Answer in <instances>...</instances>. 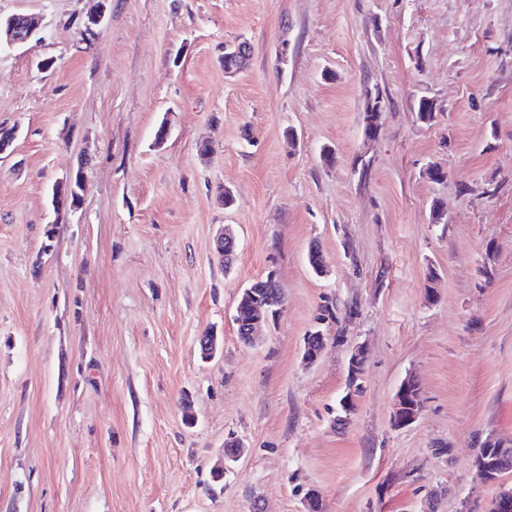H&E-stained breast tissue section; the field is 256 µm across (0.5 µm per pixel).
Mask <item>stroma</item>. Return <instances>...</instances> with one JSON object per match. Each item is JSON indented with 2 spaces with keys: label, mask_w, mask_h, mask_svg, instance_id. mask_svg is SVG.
I'll use <instances>...</instances> for the list:
<instances>
[{
  "label": "stroma",
  "mask_w": 512,
  "mask_h": 512,
  "mask_svg": "<svg viewBox=\"0 0 512 512\" xmlns=\"http://www.w3.org/2000/svg\"><path fill=\"white\" fill-rule=\"evenodd\" d=\"M14 14L40 28L0 48L17 130L0 154V512H310L312 492L320 512H470L512 487L475 474L480 441L512 443V0H0ZM240 41L248 64L225 73ZM78 171L82 203L56 215ZM270 272L285 301L243 344L239 293ZM326 297L341 316L309 363ZM412 374L422 407L397 428ZM231 437L244 451L217 487ZM84 194V180L81 172H76L65 181L64 185L52 189L51 205L55 213L62 210L77 209ZM414 376L407 377L399 386L396 395H395V407L392 415V423L396 427H405L410 425L417 418L420 409H418V400H420V386L417 387L415 392V397H412V401L409 399L408 395L415 388L414 386ZM411 396V395H410ZM407 407H412L415 411L410 412L407 417L403 416V410Z\"/></svg>",
  "instance_id": "1"
}]
</instances>
